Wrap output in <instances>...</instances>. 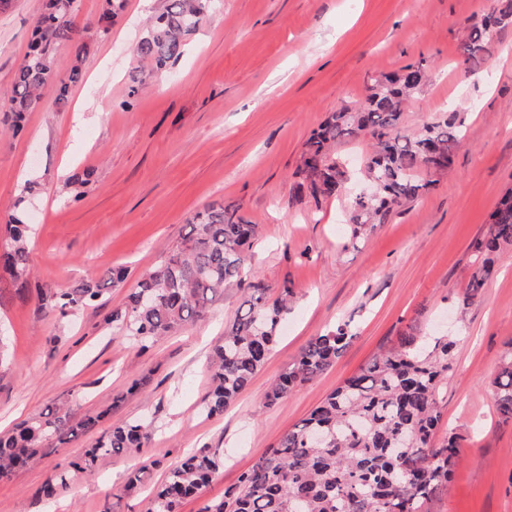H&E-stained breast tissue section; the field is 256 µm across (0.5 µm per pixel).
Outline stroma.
Returning <instances> with one entry per match:
<instances>
[{"instance_id": "35a3bbf8", "label": "stroma", "mask_w": 512, "mask_h": 512, "mask_svg": "<svg viewBox=\"0 0 512 512\" xmlns=\"http://www.w3.org/2000/svg\"><path fill=\"white\" fill-rule=\"evenodd\" d=\"M493 0H218L184 55L134 89L132 52L164 0H126L107 35L87 42L84 77L66 105L45 96L21 132L0 134V207L21 177L42 189L28 211L31 280L65 289L110 267L129 271L93 306L63 316L41 311L37 291L0 284V435L48 409L103 413L95 429L45 442L39 460L0 482V512H149L152 486L191 449H217L224 468L179 512H200L308 416L327 394L406 332L451 334L452 367L437 390L434 433L461 438L449 489L424 512H512V424L492 397L512 346V246L503 247L481 296L467 286L481 262L471 243L512 191V26L469 73L460 40ZM44 0H12L0 12V107L27 51ZM423 63L429 81L404 124L421 130L447 111L463 120L448 174L347 245V197L292 199L305 143L326 113L367 96L375 78ZM88 111L80 113L77 103ZM103 111L94 120V111ZM88 175L80 197L64 182ZM237 204L261 226L250 279L272 293L294 290L277 342L223 417L202 413L207 364L243 301L230 288L209 316L142 351L107 319L129 288L186 233L209 203ZM349 323L355 338L336 364L277 405L270 382L313 336ZM140 380L128 393L131 380ZM146 419L150 445L80 473L57 503L38 490L56 466L81 456L115 424ZM149 465L148 481L127 487Z\"/></svg>"}]
</instances>
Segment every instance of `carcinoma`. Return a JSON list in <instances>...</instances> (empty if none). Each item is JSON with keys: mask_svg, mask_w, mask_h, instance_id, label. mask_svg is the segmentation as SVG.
<instances>
[{"mask_svg": "<svg viewBox=\"0 0 512 512\" xmlns=\"http://www.w3.org/2000/svg\"><path fill=\"white\" fill-rule=\"evenodd\" d=\"M75 2L47 0L7 92L10 109L0 119L1 125L18 126L46 90L54 91L57 102H65L70 87L83 80L90 28L72 22ZM212 2L165 0L163 11L135 46L136 56L149 63L151 70L139 72L134 82L143 85L156 71L183 56L191 38L207 22ZM123 8L124 0H103L97 30L109 32ZM508 25H512V0H494L493 8L469 28L460 43L468 69L480 68L499 29ZM62 47L70 50L65 65L57 60ZM426 82L424 65L409 64L375 80L364 101L329 113L306 142L294 198L307 197L318 203L347 191L348 171L333 149L344 138L370 137L365 176L375 193L353 200L349 217L353 241L432 185L417 178L419 170H450L462 144L457 113L419 133L402 132L404 105ZM38 191V183H27L4 224L10 243L0 250V268L19 295L28 292L31 277L25 203ZM188 227L161 263L137 282L125 306L112 311L110 323L147 350L160 338L205 318L224 289L242 290L244 308L224 326V339L208 366L205 410L210 416L221 415L265 365L292 291L284 287L273 299L263 283L246 281L258 225L239 215L237 206L214 202L196 212ZM509 244L512 193L491 213L486 234L473 242L483 260L482 269L468 284L470 297L481 295L498 252ZM126 277L125 269L112 268L98 280L52 293L53 305L41 309L64 315L90 306ZM354 337L346 323L312 337L288 369L272 381L266 406L276 405L320 377ZM453 349L454 341L446 337L431 340L412 333L401 335L286 431L235 486L224 491V498L206 503L201 512H422L428 497L448 490L460 461L457 435L448 434L439 446L432 443L441 417L436 392L451 367ZM492 395L503 422H512V351L501 358ZM100 418L98 414L77 420L71 411L60 408L20 424L0 437V480L32 464L47 439L88 432ZM152 436V428L143 420L112 426L83 456L56 468L39 489V496L56 498L70 487L75 473L93 467L100 458L138 451ZM223 468L224 456L217 452L187 455L153 493L151 512H178L184 500L199 494Z\"/></svg>", "mask_w": 512, "mask_h": 512, "instance_id": "obj_1", "label": "carcinoma"}]
</instances>
